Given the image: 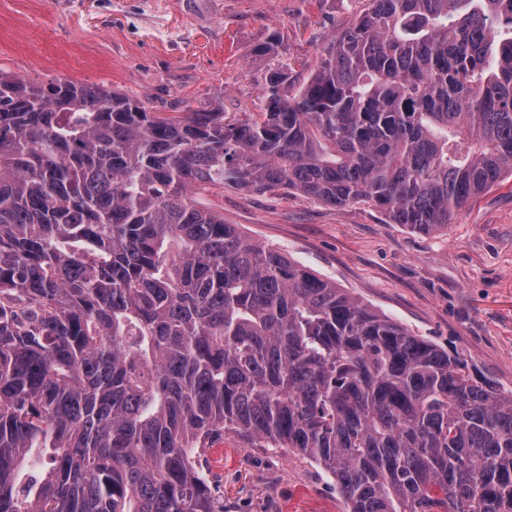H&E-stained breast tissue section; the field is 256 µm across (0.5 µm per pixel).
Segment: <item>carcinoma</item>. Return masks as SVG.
Returning <instances> with one entry per match:
<instances>
[{"label": "carcinoma", "mask_w": 512, "mask_h": 512, "mask_svg": "<svg viewBox=\"0 0 512 512\" xmlns=\"http://www.w3.org/2000/svg\"><path fill=\"white\" fill-rule=\"evenodd\" d=\"M510 175L512 0H368L252 118L0 73V512H224L230 429L348 512H512V390L192 198L430 234Z\"/></svg>", "instance_id": "1"}]
</instances>
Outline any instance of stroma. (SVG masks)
<instances>
[{"label": "stroma", "mask_w": 512, "mask_h": 512, "mask_svg": "<svg viewBox=\"0 0 512 512\" xmlns=\"http://www.w3.org/2000/svg\"><path fill=\"white\" fill-rule=\"evenodd\" d=\"M366 0H0V72L101 85L157 112L254 111L269 73L307 76ZM272 43L270 53L257 48ZM275 248L512 389V178L447 230L419 234L363 204L216 186L196 196ZM204 469L224 512H346L316 464L225 432Z\"/></svg>", "instance_id": "stroma-1"}]
</instances>
